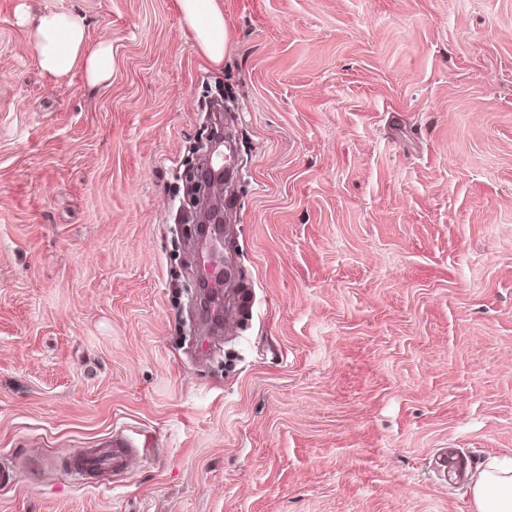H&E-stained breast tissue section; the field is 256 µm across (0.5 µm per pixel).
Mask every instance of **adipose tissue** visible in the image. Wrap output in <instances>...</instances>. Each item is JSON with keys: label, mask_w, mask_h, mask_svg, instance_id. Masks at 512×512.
I'll list each match as a JSON object with an SVG mask.
<instances>
[{"label": "adipose tissue", "mask_w": 512, "mask_h": 512, "mask_svg": "<svg viewBox=\"0 0 512 512\" xmlns=\"http://www.w3.org/2000/svg\"><path fill=\"white\" fill-rule=\"evenodd\" d=\"M179 6L199 46L213 63L224 60L228 30L215 0H179ZM32 39L44 72L61 78L76 64H83L91 81L112 74V46L100 42L85 52V30L76 18L62 13H41L31 17ZM474 512H512V456H494L478 466L467 485Z\"/></svg>", "instance_id": "1"}]
</instances>
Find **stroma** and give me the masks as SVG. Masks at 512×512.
Returning a JSON list of instances; mask_svg holds the SVG:
<instances>
[{
  "label": "stroma",
  "instance_id": "1",
  "mask_svg": "<svg viewBox=\"0 0 512 512\" xmlns=\"http://www.w3.org/2000/svg\"><path fill=\"white\" fill-rule=\"evenodd\" d=\"M0 0V512H472L512 454V0ZM112 76H46L21 9ZM253 300L184 342L178 170L216 91ZM152 446L86 481L68 456ZM179 6L207 58L215 64L223 62L228 30L215 0H179Z\"/></svg>",
  "mask_w": 512,
  "mask_h": 512
}]
</instances>
